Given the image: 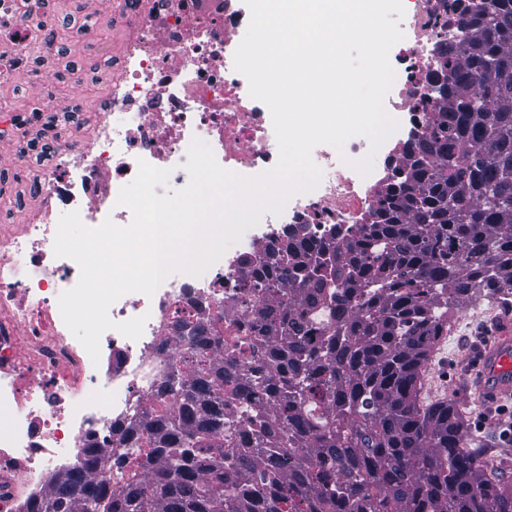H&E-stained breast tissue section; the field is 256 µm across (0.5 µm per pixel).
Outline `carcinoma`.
<instances>
[{
    "instance_id": "1",
    "label": "carcinoma",
    "mask_w": 512,
    "mask_h": 512,
    "mask_svg": "<svg viewBox=\"0 0 512 512\" xmlns=\"http://www.w3.org/2000/svg\"><path fill=\"white\" fill-rule=\"evenodd\" d=\"M454 2L470 36L439 44L443 105L372 223L274 238L250 278L288 301L258 311L257 336L212 364L223 337L179 320L191 381L156 387L179 418L148 411L126 447L86 449L27 512H512V484L467 443L466 412L421 400L451 307L512 294V0ZM260 341L262 364H243ZM226 393L270 401L277 422L259 413L257 436L241 431ZM144 433L158 464L112 486ZM226 437L241 445L232 457Z\"/></svg>"
}]
</instances>
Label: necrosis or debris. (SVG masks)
I'll return each instance as SVG.
<instances>
[{
	"instance_id": "necrosis-or-debris-1",
	"label": "necrosis or debris",
	"mask_w": 512,
	"mask_h": 512,
	"mask_svg": "<svg viewBox=\"0 0 512 512\" xmlns=\"http://www.w3.org/2000/svg\"><path fill=\"white\" fill-rule=\"evenodd\" d=\"M405 7L400 26L410 36L391 63L397 93L384 109L409 116L413 140L439 109L431 89L436 47L466 33L450 24L448 0H405ZM19 10L20 0H0V88L28 74L19 47L33 31L15 25ZM249 21L244 0H114L112 23L122 32L119 78L100 121L89 136L64 142L55 163L32 177L25 223L0 225V408L8 411L0 423V512H24L27 502L47 499L54 476L77 466L90 443L109 447L154 408L160 381L187 379L176 320L223 326L228 341L253 336L254 298L243 286L248 274L239 257L262 260L270 235L291 224L307 225L321 239L333 226L368 223L402 162L400 139L376 148L355 136L340 152L315 147L322 171L315 190L293 196L281 215H264L202 276L174 272L153 295L116 300L109 308L115 326L100 338L99 359H91L58 304L80 277L74 260L54 254L59 218L75 211L90 227L108 218L131 223L132 211L117 197L139 161L168 170L157 195L182 189L196 138L221 167L241 176L276 165L271 113L233 66ZM372 153L381 162L361 176L354 164ZM141 315L147 321L139 339L117 331L118 323Z\"/></svg>"
}]
</instances>
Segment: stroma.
Masks as SVG:
<instances>
[{
    "label": "stroma",
    "instance_id": "obj_1",
    "mask_svg": "<svg viewBox=\"0 0 512 512\" xmlns=\"http://www.w3.org/2000/svg\"><path fill=\"white\" fill-rule=\"evenodd\" d=\"M110 0H41L40 12L52 20L51 44L31 37L27 58L33 68L6 89H0V224H19L30 196L9 161L25 157L29 173L52 163L63 141L89 135L103 113V101L117 72L112 64L117 39L105 16ZM451 328L433 359L428 397L451 398L468 411V438L512 460V445L497 433L499 415L474 402L468 385L474 376L473 351L488 339L496 323L512 320V309L493 306L479 297L449 312Z\"/></svg>",
    "mask_w": 512,
    "mask_h": 512
}]
</instances>
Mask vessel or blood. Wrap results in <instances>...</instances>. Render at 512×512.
Returning a JSON list of instances; mask_svg holds the SVG:
<instances>
[{
    "label": "vessel or blood",
    "mask_w": 512,
    "mask_h": 512,
    "mask_svg": "<svg viewBox=\"0 0 512 512\" xmlns=\"http://www.w3.org/2000/svg\"><path fill=\"white\" fill-rule=\"evenodd\" d=\"M473 393L484 403L512 400V324L498 325L481 348Z\"/></svg>",
    "instance_id": "obj_1"
}]
</instances>
